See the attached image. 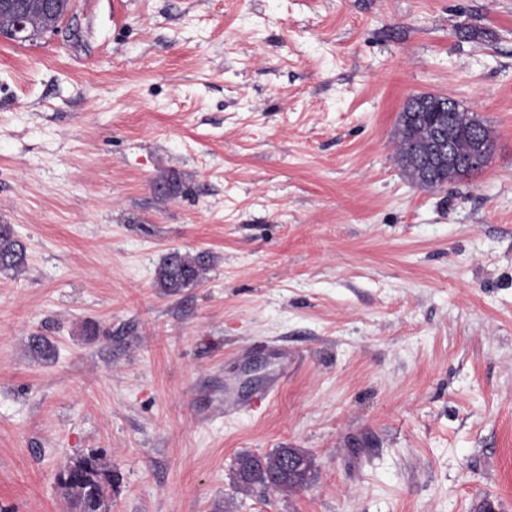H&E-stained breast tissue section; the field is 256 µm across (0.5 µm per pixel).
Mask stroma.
<instances>
[{
	"mask_svg": "<svg viewBox=\"0 0 512 512\" xmlns=\"http://www.w3.org/2000/svg\"><path fill=\"white\" fill-rule=\"evenodd\" d=\"M419 93L488 123L482 171L405 177ZM3 222L0 512H70L93 451L112 512H512V0H74L0 38ZM173 249L217 262L169 296ZM282 447L311 485L234 495ZM28 265V252L14 226L0 224V273L22 274Z\"/></svg>",
	"mask_w": 512,
	"mask_h": 512,
	"instance_id": "obj_1",
	"label": "stroma"
}]
</instances>
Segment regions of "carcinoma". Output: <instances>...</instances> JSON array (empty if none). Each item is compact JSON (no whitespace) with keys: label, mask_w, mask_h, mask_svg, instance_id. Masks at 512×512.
Returning a JSON list of instances; mask_svg holds the SVG:
<instances>
[{"label":"carcinoma","mask_w":512,"mask_h":512,"mask_svg":"<svg viewBox=\"0 0 512 512\" xmlns=\"http://www.w3.org/2000/svg\"><path fill=\"white\" fill-rule=\"evenodd\" d=\"M467 107L446 112H425L418 120L398 125L400 136L397 163L406 177L419 187L439 185L448 178V171H439L428 165L432 143L440 138L455 148L466 163V177L480 171L488 162L472 155L476 134L493 135L489 125L473 127L466 115ZM214 263L208 252L191 254L179 249L169 251L161 260L156 273V287L167 295L200 284ZM28 252L14 226L0 224V273L19 275L27 269ZM34 359L49 360L54 356L53 345L43 336H32L26 345ZM315 475L313 456L304 448H275L265 454L243 452L235 460L233 487L238 494L247 495L256 488L288 494L308 486ZM71 485L64 490L69 504L80 498L102 494L103 486L89 482L85 471L70 474Z\"/></svg>","instance_id":"obj_1"}]
</instances>
